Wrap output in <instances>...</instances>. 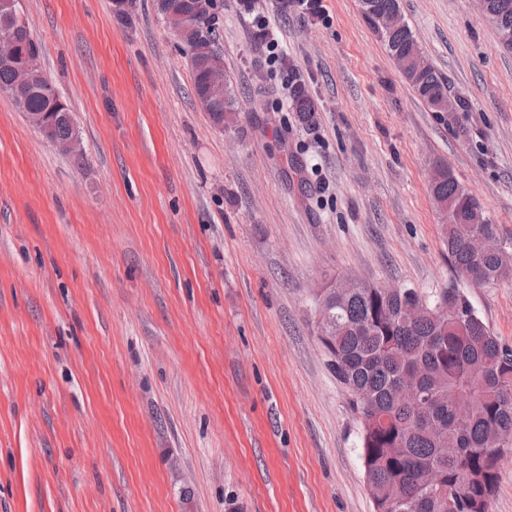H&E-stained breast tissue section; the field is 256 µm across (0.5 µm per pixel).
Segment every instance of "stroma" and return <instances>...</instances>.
<instances>
[{
	"instance_id": "stroma-1",
	"label": "stroma",
	"mask_w": 512,
	"mask_h": 512,
	"mask_svg": "<svg viewBox=\"0 0 512 512\" xmlns=\"http://www.w3.org/2000/svg\"><path fill=\"white\" fill-rule=\"evenodd\" d=\"M20 6L83 154L0 94V512H375L319 294L454 285L512 346V279L456 275L429 186L447 164L512 247V51L478 0H400L451 116L359 0H218L221 127L155 0ZM403 74L416 94L433 111H441L440 102L447 98L448 83L430 64L420 72L407 68ZM455 104V100L448 95V112H454Z\"/></svg>"
}]
</instances>
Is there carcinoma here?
<instances>
[{"label": "carcinoma", "instance_id": "carcinoma-1", "mask_svg": "<svg viewBox=\"0 0 512 512\" xmlns=\"http://www.w3.org/2000/svg\"><path fill=\"white\" fill-rule=\"evenodd\" d=\"M369 22L375 15L400 10L399 0H367ZM495 30L512 28V0H488ZM198 0H156L160 15L169 10L197 14ZM11 36L19 55L0 61V92L32 117L50 120L46 138L61 146L75 129L66 103L45 94L43 72L26 87H17L16 66L35 41L19 9L0 7V34ZM190 61L194 93L211 120L218 124L238 109L224 66L216 53L219 18L214 3L199 25L177 34ZM390 54L400 60L418 48L409 27L382 33ZM404 76L416 94L434 111L448 95V83L431 66L408 68ZM224 85V98L214 101L209 87ZM293 106L302 120L313 118V106L302 88L293 92ZM430 190L443 218L448 257L458 276L477 273L494 283L512 277V248L481 253L466 240L480 232L498 234L477 199L462 187L448 165L439 163L430 175ZM327 303L328 323L319 339L330 357L336 379L354 396L361 419V449L375 512H488L499 480V459L485 449L501 432H512V347L500 343L478 316L468 298L452 285L431 297L409 288H360L344 297L328 289L319 295ZM447 312H436L441 301ZM423 303L429 311L415 318L409 308ZM418 372L425 399L416 407L398 395L402 379ZM434 472L439 486L423 487L425 472ZM467 488L454 489L461 476Z\"/></svg>", "mask_w": 512, "mask_h": 512}]
</instances>
